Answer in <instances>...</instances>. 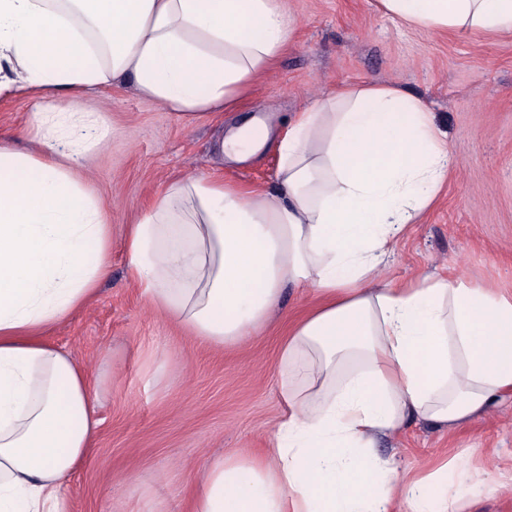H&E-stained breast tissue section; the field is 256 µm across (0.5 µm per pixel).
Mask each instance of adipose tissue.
Listing matches in <instances>:
<instances>
[{
	"instance_id": "obj_1",
	"label": "adipose tissue",
	"mask_w": 512,
	"mask_h": 512,
	"mask_svg": "<svg viewBox=\"0 0 512 512\" xmlns=\"http://www.w3.org/2000/svg\"><path fill=\"white\" fill-rule=\"evenodd\" d=\"M411 28L512 33V0H380ZM282 0H0V97L31 102L34 146L0 139V512H67L97 422L85 373L45 339L108 271L109 208L84 177L113 80L186 122L223 116L276 64ZM67 108L50 112L45 102ZM249 122L215 152L267 143ZM276 185L172 180L128 228L127 266L200 341L256 335L285 286L313 299L279 355L286 405L261 454L209 461L190 512H463L456 460L412 474L381 438L457 430L512 399V293L391 279L385 259L448 179L425 103L346 84L297 113Z\"/></svg>"
}]
</instances>
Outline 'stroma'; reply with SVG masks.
Returning a JSON list of instances; mask_svg holds the SVG:
<instances>
[{"label": "stroma", "mask_w": 512, "mask_h": 512, "mask_svg": "<svg viewBox=\"0 0 512 512\" xmlns=\"http://www.w3.org/2000/svg\"><path fill=\"white\" fill-rule=\"evenodd\" d=\"M287 51L223 124L251 116L273 133L320 93L387 83L421 98L448 144L453 168L436 204L396 243L386 273L409 281L454 270L512 291V35L434 33L384 14L377 0H284ZM28 102L0 98V135L28 144ZM109 136L87 162L110 205V268L95 298L48 332L85 369L95 446L72 476L68 512H189L195 478L211 459L266 447L284 404L278 349L310 303L287 289L267 326L234 348H215L153 309L127 269L129 224L168 182L217 166L221 124L186 123L118 84L98 107ZM273 147L224 176L273 188ZM378 453L430 472L459 455L480 490L463 487L466 512H512V403L453 432L418 423L382 439Z\"/></svg>", "instance_id": "35a3bbf8"}]
</instances>
